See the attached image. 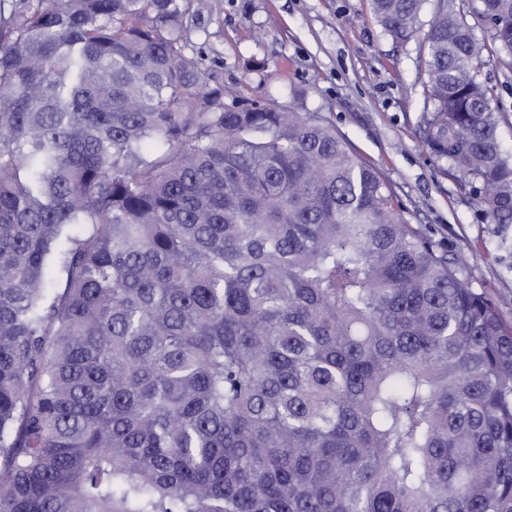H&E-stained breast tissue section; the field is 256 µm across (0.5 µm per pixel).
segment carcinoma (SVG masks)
<instances>
[{"label": "carcinoma", "mask_w": 512, "mask_h": 512, "mask_svg": "<svg viewBox=\"0 0 512 512\" xmlns=\"http://www.w3.org/2000/svg\"><path fill=\"white\" fill-rule=\"evenodd\" d=\"M202 5L0 0V512H512V327L322 116L226 101ZM473 11L512 59L439 0L423 142L506 229Z\"/></svg>", "instance_id": "carcinoma-1"}]
</instances>
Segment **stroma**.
I'll return each instance as SVG.
<instances>
[{
  "label": "stroma",
  "mask_w": 512,
  "mask_h": 512,
  "mask_svg": "<svg viewBox=\"0 0 512 512\" xmlns=\"http://www.w3.org/2000/svg\"><path fill=\"white\" fill-rule=\"evenodd\" d=\"M436 0H427L412 39L384 31L371 0H210L188 23L191 39L223 64L224 83L242 96L295 102L316 112L379 171L397 214L447 252L461 278L495 302L512 323V247L500 245L475 196L429 158L422 141L419 61ZM468 22L484 44L480 78L509 118L502 128L512 154V68L490 49L479 15Z\"/></svg>",
  "instance_id": "stroma-1"
}]
</instances>
